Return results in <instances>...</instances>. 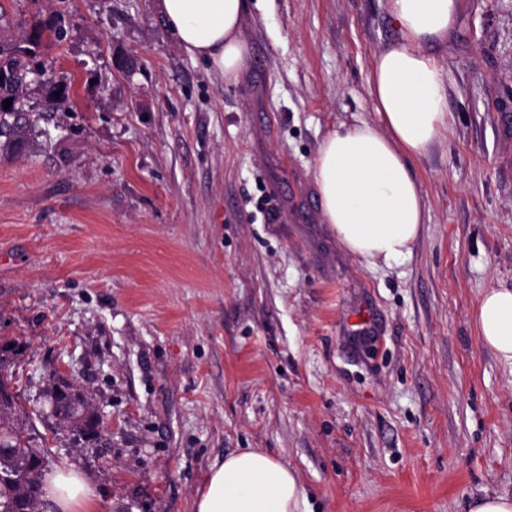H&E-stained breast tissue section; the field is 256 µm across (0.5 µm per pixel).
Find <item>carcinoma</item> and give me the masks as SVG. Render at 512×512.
Segmentation results:
<instances>
[{"instance_id": "carcinoma-1", "label": "carcinoma", "mask_w": 512, "mask_h": 512, "mask_svg": "<svg viewBox=\"0 0 512 512\" xmlns=\"http://www.w3.org/2000/svg\"><path fill=\"white\" fill-rule=\"evenodd\" d=\"M17 27V33L10 47L0 46V149L12 153H21L27 146L30 134L50 137L49 129L40 126L48 122L55 104L69 96V87L63 78L50 71L48 80L35 91L45 99L46 112L27 110L30 86L25 83L24 75L28 66L38 61L43 49V37L62 42L66 35L64 19L57 17L46 24L38 22L30 27L19 22L13 23L8 12L0 5V29ZM12 99V104L4 106V101ZM0 342V448H21L25 455L32 457L28 465L21 464L17 455H0V502L7 506V512H45L44 478L48 471L47 458L36 449L35 438L29 432L26 417L20 411L15 394L9 391L12 358L16 356L20 343ZM62 377L57 372L48 374L46 398L48 404L56 409L55 424L82 438L90 437L96 443H107L105 431L88 414L90 406L82 402L75 407L71 400L77 386H60Z\"/></svg>"}]
</instances>
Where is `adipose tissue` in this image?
<instances>
[{
	"label": "adipose tissue",
	"mask_w": 512,
	"mask_h": 512,
	"mask_svg": "<svg viewBox=\"0 0 512 512\" xmlns=\"http://www.w3.org/2000/svg\"><path fill=\"white\" fill-rule=\"evenodd\" d=\"M398 40L376 55L369 78L377 122L330 131L314 181L324 220L350 254L369 264L408 256L424 224V200L408 169L451 127L444 73L432 48L455 28L461 0H388ZM159 14L188 55L226 82H237L249 53L240 37L245 0H157ZM474 322L484 347L512 365V289L480 298ZM53 512H97L85 480L63 472L47 489ZM193 512H308L294 472L271 455L245 448L214 465Z\"/></svg>",
	"instance_id": "adipose-tissue-1"
}]
</instances>
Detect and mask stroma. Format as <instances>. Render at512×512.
Returning a JSON list of instances; mask_svg holds the SVG:
<instances>
[{"label": "stroma", "instance_id": "stroma-1", "mask_svg": "<svg viewBox=\"0 0 512 512\" xmlns=\"http://www.w3.org/2000/svg\"><path fill=\"white\" fill-rule=\"evenodd\" d=\"M434 52L451 130L410 161V256L371 265L321 219L318 147L376 121L368 80L399 38L388 0H246L238 82L175 42L155 0L66 9L44 62L73 83L58 136L0 152V338L54 471L98 512H193L242 448L288 465L311 512H469L512 495V366L473 312L512 287V0H461ZM65 368L103 413L98 456L48 418Z\"/></svg>", "mask_w": 512, "mask_h": 512}]
</instances>
